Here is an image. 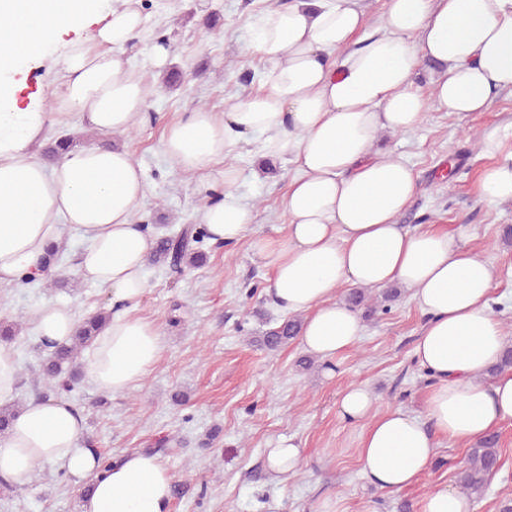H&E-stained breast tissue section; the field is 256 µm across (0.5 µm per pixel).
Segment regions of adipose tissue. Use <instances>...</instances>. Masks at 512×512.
I'll use <instances>...</instances> for the list:
<instances>
[{"label":"adipose tissue","instance_id":"1","mask_svg":"<svg viewBox=\"0 0 512 512\" xmlns=\"http://www.w3.org/2000/svg\"><path fill=\"white\" fill-rule=\"evenodd\" d=\"M91 41L64 58L57 96L83 127L103 134L137 127L152 94L125 48L142 24L132 6L109 0H0V284L58 272L50 254L65 229L82 238L74 270L133 304L149 283L156 238L134 214L145 193L141 167L122 148L89 145L47 164L34 151L57 120L37 103L18 107L15 74L84 23ZM383 33L367 30L363 0H292L253 25L250 51L263 64L253 93L221 114L205 108L166 125L161 147L191 175L206 201L201 222L213 243L246 238L256 207L238 194L230 156L263 135L264 154L287 158L295 173L283 198L284 236L253 241L270 273L269 293L302 317L311 355L332 364L362 333L358 314L336 298L345 285L412 291L426 322L413 350L432 380L426 415L378 411L372 391L345 387L339 416L359 428L362 471L381 489L401 490L428 469L438 440L468 443L512 422V373L482 383L505 346L489 311L494 273L464 245L466 226L411 230L398 217L419 191L412 168L378 146L381 132L418 127L428 108L481 112L496 89H512V0H388ZM433 66L428 88L416 78ZM476 183L489 206L512 200V133L483 132ZM78 323L69 306L34 313L40 339L60 342ZM161 332L128 312L113 314L91 347L86 379L120 395L159 364ZM82 415L64 399L29 400L0 438V479L29 486L35 464L89 481L81 512H170L173 477L156 454L128 451L102 464L82 444Z\"/></svg>","mask_w":512,"mask_h":512}]
</instances>
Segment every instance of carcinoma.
Returning a JSON list of instances; mask_svg holds the SVG:
<instances>
[{"label":"carcinoma","mask_w":512,"mask_h":512,"mask_svg":"<svg viewBox=\"0 0 512 512\" xmlns=\"http://www.w3.org/2000/svg\"><path fill=\"white\" fill-rule=\"evenodd\" d=\"M201 237L203 231L189 227L176 235L157 238L152 263L157 266L167 265L180 272L185 268L204 266L207 262L206 253L193 248V244L201 242ZM111 317L112 311H100L83 319L69 340L49 345L41 343L50 352L35 370V381L49 392L63 394L72 391L80 375L84 351L91 346ZM300 328L301 319L297 316L289 317L267 329L259 343L268 351H277L296 338ZM498 444V435L491 432L479 438L475 447L470 449L467 462L458 472L457 479L460 492L469 499L482 498L491 479L502 468Z\"/></svg>","instance_id":"carcinoma-1"}]
</instances>
